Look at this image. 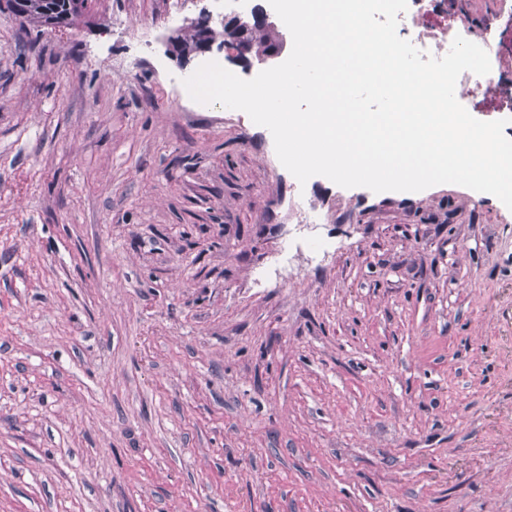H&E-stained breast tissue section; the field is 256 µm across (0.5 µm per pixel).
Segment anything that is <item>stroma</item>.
Listing matches in <instances>:
<instances>
[{"mask_svg": "<svg viewBox=\"0 0 512 512\" xmlns=\"http://www.w3.org/2000/svg\"><path fill=\"white\" fill-rule=\"evenodd\" d=\"M0 8V512H512V210L310 178L166 38Z\"/></svg>", "mask_w": 512, "mask_h": 512, "instance_id": "35a3bbf8", "label": "stroma"}]
</instances>
